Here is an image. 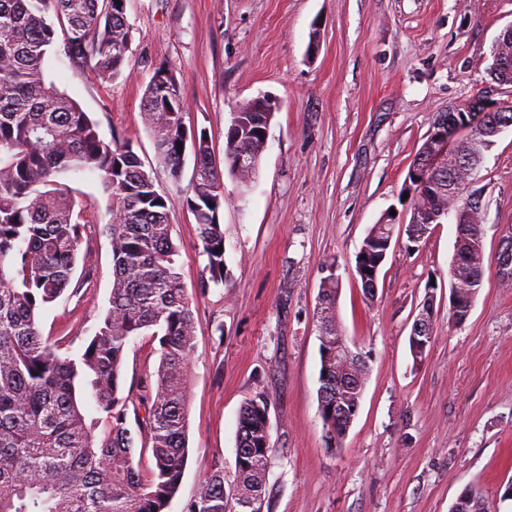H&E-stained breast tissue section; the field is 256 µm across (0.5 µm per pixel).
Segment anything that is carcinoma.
<instances>
[{"mask_svg": "<svg viewBox=\"0 0 512 512\" xmlns=\"http://www.w3.org/2000/svg\"><path fill=\"white\" fill-rule=\"evenodd\" d=\"M126 0H0V512H166L177 494L188 458L189 385L196 339L194 299L177 264L181 246L168 211L174 197L158 192L156 178L125 138H105L96 121L52 83L46 55L62 42L76 68L88 67L104 82L125 71L131 45ZM185 100L174 71L156 69L143 97V115L169 180L180 182L186 152L193 156L190 191L184 197L198 229L208 277L224 279V175L241 191L251 187L265 147L272 112H234L225 135L224 163L217 167L205 131L190 134ZM495 138L477 128L462 138L430 186L411 196L417 215L407 238L430 237L433 226L460 208L469 219L456 237L454 255L484 249L481 205L471 182L460 177L466 159H482ZM99 173L111 222H81L78 202L57 182L70 170ZM393 233L386 215L372 225L355 264L382 266ZM112 248L110 306L80 355L63 358L44 339L41 310L66 292L75 295L77 256L91 236ZM465 286L476 297L485 265ZM320 336L336 335L341 284L335 263L322 267ZM158 342L156 371L145 375L138 396L122 397L121 374L130 340ZM319 374L336 380L335 342ZM153 466L134 463L127 428L129 407ZM272 451L267 401L245 400L238 417L235 472L225 484L214 471L201 482L186 512H261Z\"/></svg>", "mask_w": 512, "mask_h": 512, "instance_id": "1", "label": "carcinoma"}]
</instances>
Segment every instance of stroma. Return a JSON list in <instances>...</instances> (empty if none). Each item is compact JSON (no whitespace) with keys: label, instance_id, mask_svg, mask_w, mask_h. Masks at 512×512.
Returning a JSON list of instances; mask_svg holds the SVG:
<instances>
[{"label":"stroma","instance_id":"obj_1","mask_svg":"<svg viewBox=\"0 0 512 512\" xmlns=\"http://www.w3.org/2000/svg\"><path fill=\"white\" fill-rule=\"evenodd\" d=\"M126 19L125 76L101 82L60 52L46 58L44 73L103 135L133 142L159 191L173 187L142 115L158 67L174 69L185 124L208 132L219 165L232 112L263 95L278 103L250 191L224 181L222 284L201 288L206 260L194 216L180 200L168 212L197 333L189 458L167 512H186L210 472L232 478L238 414L256 394L268 402L272 445L264 512H449L470 486L484 491L492 512H512V501L499 499L512 483V283L496 264L512 238V128L475 177L486 272L462 324L448 322L453 219L417 245L403 230L412 161L436 115L484 87L512 0H127ZM61 181L86 223L110 222L98 173L70 171ZM389 212L393 241L370 300L353 275L355 255ZM330 261L342 277L340 321L369 367L338 448L318 402L315 316ZM75 277L81 292L39 314L63 357L80 353L109 307L107 237L81 248ZM429 296L433 339L417 363L409 336ZM158 361L149 337L132 340L122 393L138 394Z\"/></svg>","mask_w":512,"mask_h":512}]
</instances>
